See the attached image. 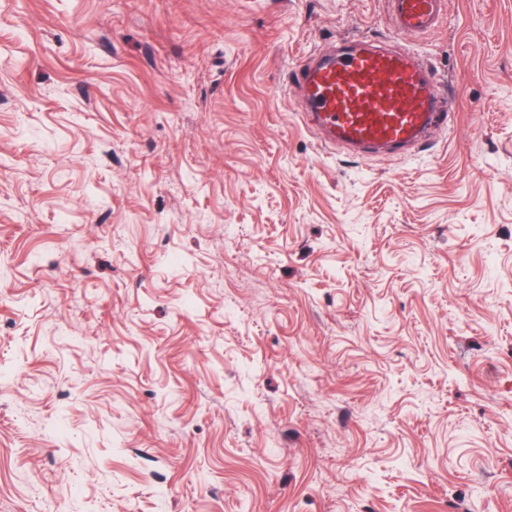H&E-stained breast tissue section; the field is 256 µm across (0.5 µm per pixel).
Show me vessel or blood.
<instances>
[{
  "mask_svg": "<svg viewBox=\"0 0 512 512\" xmlns=\"http://www.w3.org/2000/svg\"><path fill=\"white\" fill-rule=\"evenodd\" d=\"M395 35L424 34L446 0H387ZM432 71L403 46L364 38L341 43L298 71L306 119L322 146L355 154L412 150L448 115Z\"/></svg>",
  "mask_w": 512,
  "mask_h": 512,
  "instance_id": "obj_1",
  "label": "vessel or blood"
}]
</instances>
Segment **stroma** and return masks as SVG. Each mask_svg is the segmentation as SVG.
<instances>
[{"instance_id": "stroma-1", "label": "stroma", "mask_w": 512, "mask_h": 512, "mask_svg": "<svg viewBox=\"0 0 512 512\" xmlns=\"http://www.w3.org/2000/svg\"><path fill=\"white\" fill-rule=\"evenodd\" d=\"M386 0H0V512H512V0L455 120L323 149Z\"/></svg>"}]
</instances>
